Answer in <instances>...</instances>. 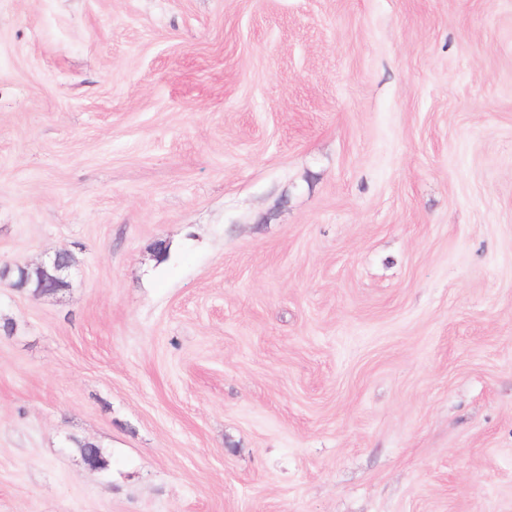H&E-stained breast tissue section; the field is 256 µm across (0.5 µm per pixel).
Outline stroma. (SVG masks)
<instances>
[{"label":"stroma","instance_id":"stroma-1","mask_svg":"<svg viewBox=\"0 0 512 512\" xmlns=\"http://www.w3.org/2000/svg\"><path fill=\"white\" fill-rule=\"evenodd\" d=\"M59 251L0 512H512V0H0V265Z\"/></svg>","mask_w":512,"mask_h":512}]
</instances>
